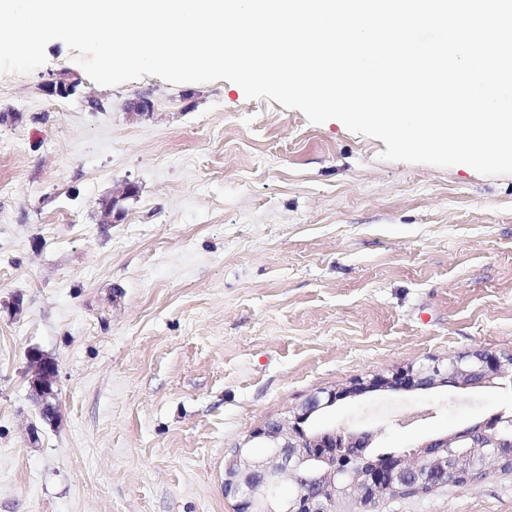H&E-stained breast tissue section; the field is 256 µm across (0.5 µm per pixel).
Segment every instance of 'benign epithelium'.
<instances>
[{
	"instance_id": "obj_1",
	"label": "benign epithelium",
	"mask_w": 512,
	"mask_h": 512,
	"mask_svg": "<svg viewBox=\"0 0 512 512\" xmlns=\"http://www.w3.org/2000/svg\"><path fill=\"white\" fill-rule=\"evenodd\" d=\"M33 395L46 403L55 397L58 365L35 354L29 359ZM512 376V362L506 356L477 350L448 360L446 366L409 368L391 376H375L355 383L351 390L375 387L398 389L419 383L435 387L446 382L454 387H490ZM342 394L325 391L292 417L272 420L256 429L250 439L263 445L264 453L254 455L250 448H236L225 460L224 494L236 500L234 512H365V504L391 490H411L416 484L428 485L432 474L442 471L472 478L478 473V459L472 448H485L494 454L512 447V439L497 430V424L475 422L444 436L422 441L420 463L425 470L413 471L396 457L380 461L364 455L370 435L344 434L325 429L309 434L302 423L317 409L336 403ZM305 469L313 473L316 489L288 500L271 491L280 471Z\"/></svg>"
}]
</instances>
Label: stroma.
<instances>
[{"label":"stroma","mask_w":512,"mask_h":512,"mask_svg":"<svg viewBox=\"0 0 512 512\" xmlns=\"http://www.w3.org/2000/svg\"><path fill=\"white\" fill-rule=\"evenodd\" d=\"M45 53L0 73V512H233L226 456L326 390L317 428L397 450L512 410L507 378L348 391L512 354V174L389 161L225 80L103 86ZM64 71L75 92L49 95ZM33 350L59 368L49 413ZM376 512H512V471Z\"/></svg>","instance_id":"stroma-1"}]
</instances>
